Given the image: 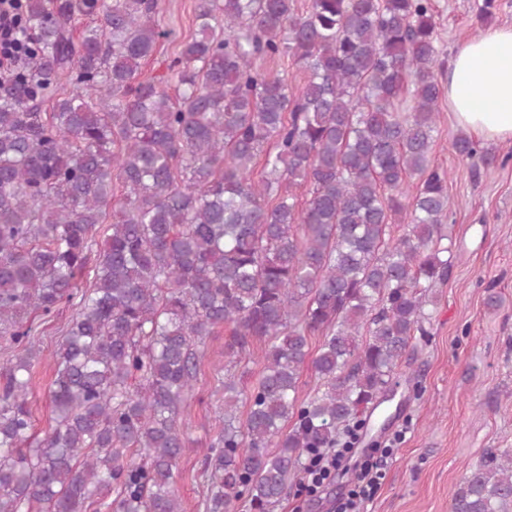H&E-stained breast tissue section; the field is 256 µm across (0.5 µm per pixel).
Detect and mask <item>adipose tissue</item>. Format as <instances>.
I'll use <instances>...</instances> for the list:
<instances>
[{
    "mask_svg": "<svg viewBox=\"0 0 512 512\" xmlns=\"http://www.w3.org/2000/svg\"><path fill=\"white\" fill-rule=\"evenodd\" d=\"M444 92L457 124L476 140L512 141V26H490L459 44Z\"/></svg>",
    "mask_w": 512,
    "mask_h": 512,
    "instance_id": "1",
    "label": "adipose tissue"
}]
</instances>
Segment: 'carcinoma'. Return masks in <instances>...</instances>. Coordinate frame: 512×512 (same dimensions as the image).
Segmentation results:
<instances>
[{
  "label": "carcinoma",
  "instance_id": "1",
  "mask_svg": "<svg viewBox=\"0 0 512 512\" xmlns=\"http://www.w3.org/2000/svg\"><path fill=\"white\" fill-rule=\"evenodd\" d=\"M160 2L23 3L33 44L0 83V512H182L180 409L221 327L206 512H270L309 451L359 432L391 391L457 259L430 158L431 0H197L194 33L143 78ZM282 57L307 73L296 93L257 64ZM452 146L495 160L468 135ZM64 305L36 441L33 320ZM307 361L324 390L301 400ZM452 512H512V455L472 466Z\"/></svg>",
  "mask_w": 512,
  "mask_h": 512
}]
</instances>
